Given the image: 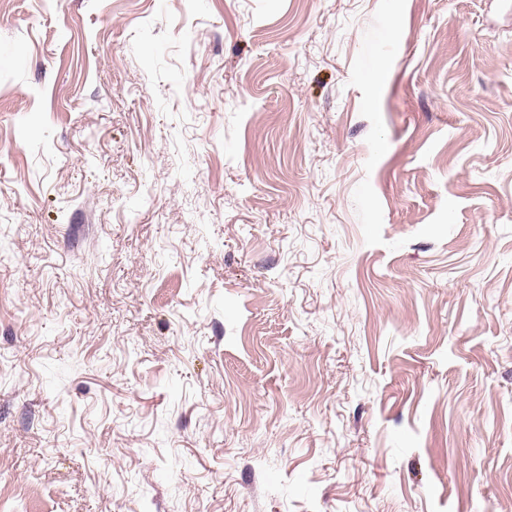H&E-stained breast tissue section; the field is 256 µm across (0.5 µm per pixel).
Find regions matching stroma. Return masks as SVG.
<instances>
[{"label":"stroma","instance_id":"35a3bbf8","mask_svg":"<svg viewBox=\"0 0 512 512\" xmlns=\"http://www.w3.org/2000/svg\"><path fill=\"white\" fill-rule=\"evenodd\" d=\"M0 231V512H512V0H0Z\"/></svg>","mask_w":512,"mask_h":512}]
</instances>
